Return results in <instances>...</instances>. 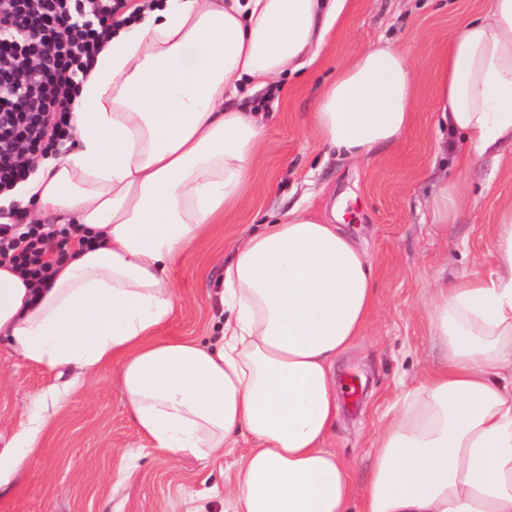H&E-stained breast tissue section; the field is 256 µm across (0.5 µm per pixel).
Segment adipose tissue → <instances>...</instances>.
<instances>
[{"mask_svg": "<svg viewBox=\"0 0 512 512\" xmlns=\"http://www.w3.org/2000/svg\"><path fill=\"white\" fill-rule=\"evenodd\" d=\"M345 0H164L111 34L80 85L74 150L41 160L13 192L95 236L56 264L48 286L0 260V337L66 380L106 364L138 432L171 454L238 452L224 512H347L353 480L327 448L338 417L333 365L375 302L372 260L344 229L294 206L232 248L213 342L169 338L170 268L245 197L263 124L239 85L255 89L315 56ZM438 121L474 155L512 145V0H488L438 59ZM414 78L387 44L360 51L326 84L311 126L359 161L397 144L414 119ZM434 224L469 209L442 183ZM486 277L438 280L429 334L444 352L376 431L358 512H512V201L490 226ZM33 415L0 455V489L36 446Z\"/></svg>", "mask_w": 512, "mask_h": 512, "instance_id": "adipose-tissue-1", "label": "adipose tissue"}]
</instances>
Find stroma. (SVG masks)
Segmentation results:
<instances>
[{
    "instance_id": "35a3bbf8",
    "label": "stroma",
    "mask_w": 512,
    "mask_h": 512,
    "mask_svg": "<svg viewBox=\"0 0 512 512\" xmlns=\"http://www.w3.org/2000/svg\"><path fill=\"white\" fill-rule=\"evenodd\" d=\"M486 0H346L315 61L300 74L246 93L266 128L250 163L246 201L194 253L174 267L178 297L166 333L211 341L224 316L216 283L245 229L294 204L312 215L341 216L373 260L377 304L361 336L337 360L336 379L358 375V406L341 403L327 446L364 494L380 419L415 387L441 352L428 334L427 290L435 278L485 275L494 261L487 226L512 200V147L485 154L468 169L470 144L443 137L436 125L437 60L457 23ZM384 42L403 52L414 76V123L400 144L364 161L329 153L310 127L320 90L363 48ZM459 180L473 213L439 234L427 201L438 180ZM55 370L23 360L0 339V454L9 453L34 401L57 383ZM236 454L201 461L168 456L141 437L128 412L117 370L82 377L68 401L49 414L18 479L0 492V512H223L224 484Z\"/></svg>"
}]
</instances>
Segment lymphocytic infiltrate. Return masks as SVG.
Listing matches in <instances>:
<instances>
[{"label": "lymphocytic infiltrate", "instance_id": "obj_1", "mask_svg": "<svg viewBox=\"0 0 512 512\" xmlns=\"http://www.w3.org/2000/svg\"><path fill=\"white\" fill-rule=\"evenodd\" d=\"M126 8L127 0H0V195L28 180L36 158L72 141L79 86ZM74 241L93 243L70 227L0 224V255L41 284Z\"/></svg>", "mask_w": 512, "mask_h": 512}]
</instances>
